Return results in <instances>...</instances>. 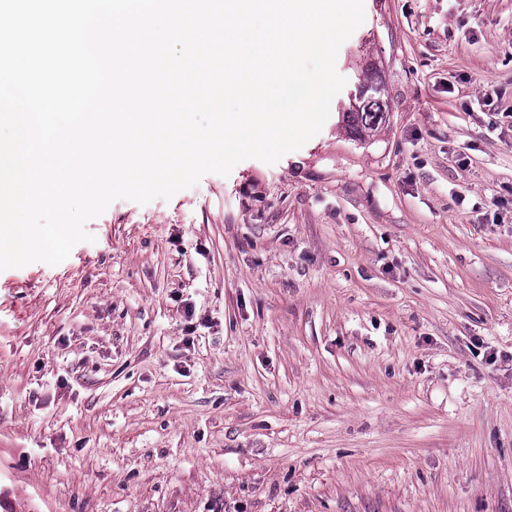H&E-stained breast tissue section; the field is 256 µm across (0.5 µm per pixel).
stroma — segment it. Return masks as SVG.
<instances>
[{
	"label": "stroma",
	"instance_id": "stroma-1",
	"mask_svg": "<svg viewBox=\"0 0 512 512\" xmlns=\"http://www.w3.org/2000/svg\"><path fill=\"white\" fill-rule=\"evenodd\" d=\"M364 8L303 147L0 271V512H512V0ZM357 92L358 88L355 94L358 104L350 112L344 113V121L353 137L365 139L364 131L376 130L386 117V102H384V109L377 101L362 105L363 103L357 99Z\"/></svg>",
	"mask_w": 512,
	"mask_h": 512
}]
</instances>
